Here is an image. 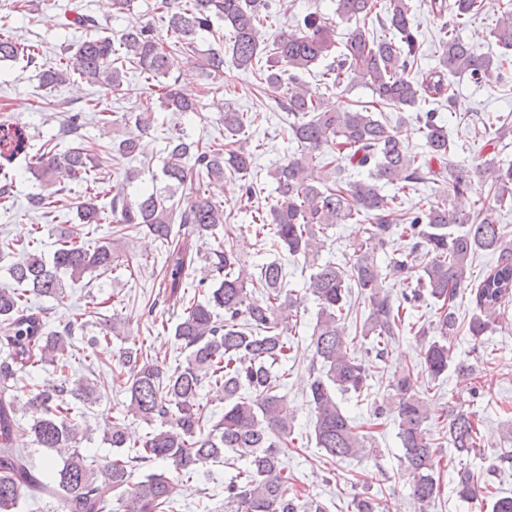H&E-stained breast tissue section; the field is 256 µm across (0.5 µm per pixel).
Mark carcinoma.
I'll return each instance as SVG.
<instances>
[{"label": "carcinoma", "instance_id": "carcinoma-1", "mask_svg": "<svg viewBox=\"0 0 512 512\" xmlns=\"http://www.w3.org/2000/svg\"><path fill=\"white\" fill-rule=\"evenodd\" d=\"M487 0H431L437 15L448 14L441 25L436 66L415 78L420 44L411 27L413 0H336V12L353 23L337 48L336 33L315 13L303 26L284 32L272 43L261 32V8L257 0H162L167 16V44L148 25L132 24L116 41L109 36L88 37L76 46L73 63H60L43 72L49 87L62 85L73 75L116 90L126 78V65L149 78L169 75L173 56L194 59L199 55L196 36L211 27L212 19L224 21V52H210L204 63L224 71L229 61L251 70L259 83L285 88L280 100L288 112V140L296 144L292 155L270 171L276 196L260 221L250 225L263 247L283 249L303 258L312 270L306 293L319 305L312 334L313 356L306 395L314 411L316 445L333 459L357 457L368 448L362 432L337 402L339 393L363 394L371 389V364L388 361L390 340L405 329L407 308L426 300L438 305L436 319L419 328L435 337L421 352V371L435 381L455 363L448 342L459 329L454 301L460 289L471 287L474 307L468 334L476 341L493 332L512 301V239L500 225L481 216L450 207L448 198L463 195L469 175L454 164L458 143L438 113L425 112L417 119L424 130L428 152L419 156L408 150L394 127L381 121L373 108L410 107L418 101H452L451 76H468L477 83L502 80L512 69V11L497 17L493 37L503 52L496 56L475 54L459 37L458 29L481 14ZM376 20L391 35L369 29ZM336 65L326 69V85L362 84L372 101L338 110L321 94L302 83L301 73L331 53ZM26 59L35 52L0 36V63ZM160 107L170 112H196L199 102L175 86H164ZM152 109L146 108L122 121L134 122L139 131L112 145L125 156L140 146L139 135L151 128ZM259 114L224 112V141L194 140L182 129L166 138L168 161L163 168L168 194L143 192L130 198L113 193L109 208L97 204L88 193L76 206L83 224H117L121 229L146 230L164 249L159 287L164 301L182 308L174 327L175 341L188 351L186 362L173 369L143 347L128 348L118 357L116 384L129 396L126 416L148 424L160 423L138 444L134 454L127 447V424L117 419L103 434L115 449L103 461L90 458L80 448L86 429L70 414L68 399L91 403L95 387L85 378L68 374V358L75 349L76 333L82 342H109L124 332L118 311L99 322L100 335L88 336L91 319L99 312L86 311L59 319L51 330L45 316L30 306L33 296L62 304L67 290L61 274L79 279L86 273L130 269L132 258L122 256L106 238L87 245L73 235L60 238V247L47 259L33 247L34 240H0V260L19 251L6 271L15 288L0 289V512H16L22 496L46 500L53 512H176L177 483L200 475L209 464L234 466L235 479L224 486L227 512H326L316 498L305 497L291 486L285 457L294 447L293 419L288 403L277 393L288 376L285 364L296 359L289 335L298 321L301 302L286 289V272L279 258L255 268L230 243L233 227L223 207L204 192L195 191L185 206L173 208L171 198L192 184L193 177L210 182L224 179V171L244 178L251 173L254 152L250 129ZM512 135V120L499 117L485 128L486 146L494 149ZM28 126L0 120V167L28 154ZM354 168L368 173L365 180L341 182L336 173V154ZM439 168H434L433 164ZM99 168L97 149L72 148L42 154L29 171L44 188L54 184L55 174L65 170L77 179H88ZM478 173L493 189V202L512 209V164L504 166L493 156ZM433 180L446 183L445 200L416 212H404L398 192ZM397 186L386 195L381 185ZM367 224V237L354 243L353 261L345 266L318 263L327 231L337 224ZM224 228V241L203 249ZM401 242L386 266L379 252L393 240ZM497 254L496 265L477 281L467 283L475 255ZM205 262L207 277L217 281L203 300L187 298V279ZM391 278L413 281L401 301L393 299L386 283ZM368 300L369 313L361 335L371 340L374 360L355 355L345 337L353 289ZM52 365L62 378L54 386L33 393L27 405L41 416L28 426L17 419L12 393L18 371ZM210 391L224 402V412L206 413L199 402L200 390ZM396 404L376 406L375 419L393 417L403 448L404 471L419 509L429 506L438 493L435 472L440 465L438 447L427 432L433 406L421 395L412 369L396 371L390 380ZM448 442L460 454L480 447L478 424L473 415L457 411L447 418ZM33 447H28V444ZM160 462L165 470L153 468ZM144 475L130 484L135 471ZM478 491L474 477L458 476L456 493L469 499Z\"/></svg>", "mask_w": 512, "mask_h": 512}]
</instances>
